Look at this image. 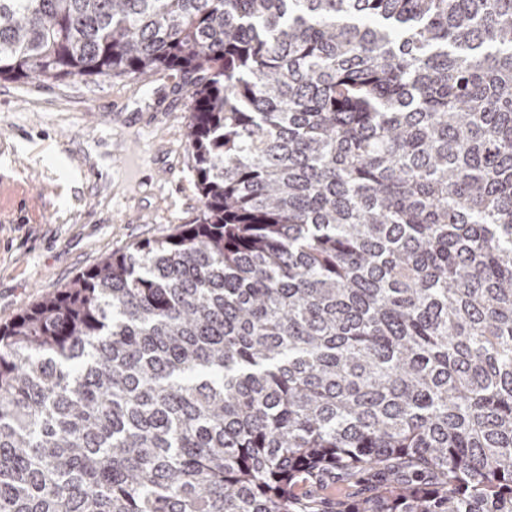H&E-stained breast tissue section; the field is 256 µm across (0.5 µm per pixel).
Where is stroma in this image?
Listing matches in <instances>:
<instances>
[{
	"label": "stroma",
	"mask_w": 512,
	"mask_h": 512,
	"mask_svg": "<svg viewBox=\"0 0 512 512\" xmlns=\"http://www.w3.org/2000/svg\"><path fill=\"white\" fill-rule=\"evenodd\" d=\"M177 82L0 79V325L107 255L196 223L192 99Z\"/></svg>",
	"instance_id": "obj_1"
}]
</instances>
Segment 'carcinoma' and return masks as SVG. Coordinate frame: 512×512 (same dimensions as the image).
I'll use <instances>...</instances> for the list:
<instances>
[{"label":"carcinoma","instance_id":"carcinoma-1","mask_svg":"<svg viewBox=\"0 0 512 512\" xmlns=\"http://www.w3.org/2000/svg\"><path fill=\"white\" fill-rule=\"evenodd\" d=\"M182 76L198 223L0 326V512H512V0H0V78ZM314 482L315 481H303L298 483L294 488L295 493L307 499H317L322 504L324 498L337 502L369 491L368 487L362 485L355 486L346 481L331 478L323 482H318V484Z\"/></svg>","mask_w":512,"mask_h":512}]
</instances>
